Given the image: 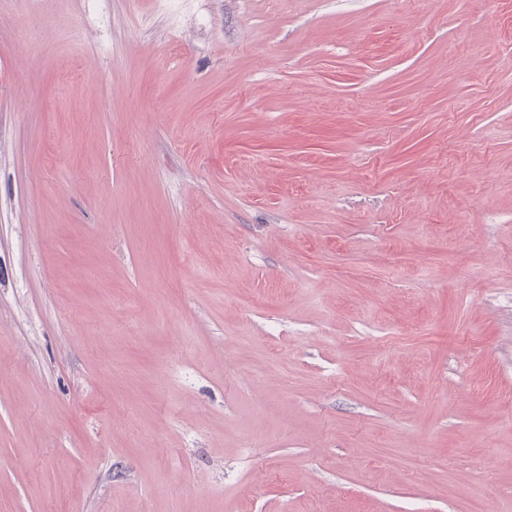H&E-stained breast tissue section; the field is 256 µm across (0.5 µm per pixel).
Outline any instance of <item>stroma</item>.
<instances>
[{
  "mask_svg": "<svg viewBox=\"0 0 512 512\" xmlns=\"http://www.w3.org/2000/svg\"><path fill=\"white\" fill-rule=\"evenodd\" d=\"M512 0H0V512H512Z\"/></svg>",
  "mask_w": 512,
  "mask_h": 512,
  "instance_id": "stroma-1",
  "label": "stroma"
}]
</instances>
